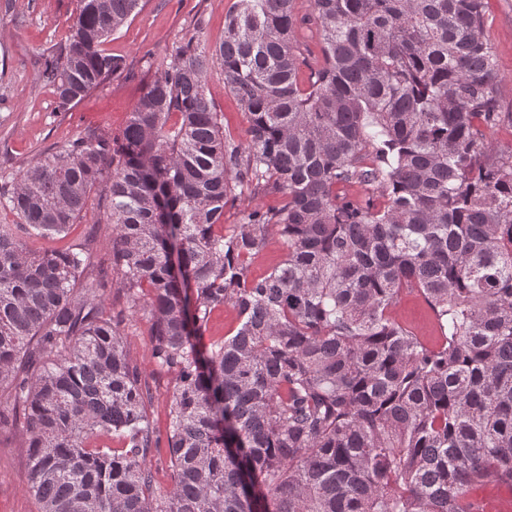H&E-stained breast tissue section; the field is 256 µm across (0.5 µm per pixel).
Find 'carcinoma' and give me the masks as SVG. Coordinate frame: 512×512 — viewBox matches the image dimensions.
Returning a JSON list of instances; mask_svg holds the SVG:
<instances>
[{
    "mask_svg": "<svg viewBox=\"0 0 512 512\" xmlns=\"http://www.w3.org/2000/svg\"><path fill=\"white\" fill-rule=\"evenodd\" d=\"M139 4L80 0L42 71L57 111L130 74L103 43ZM295 5L235 0L213 48L197 19L122 129L0 182L30 233L66 236L95 197L112 235L95 264L90 236L36 253L0 225V427L22 421L39 512H483L471 489L512 488V120L486 0H311L305 81ZM273 228L286 257L253 278ZM404 290L435 344L392 317ZM226 304L235 333L204 343ZM139 317L175 376L159 494ZM100 432L120 446L88 447ZM298 41L311 67L321 62V45L317 27L313 22L299 23L297 25ZM208 90L215 102L217 111L224 113V128H228L234 135L242 138L247 127L246 121L233 95L225 90L224 81L217 69L213 71L208 79Z\"/></svg>",
    "mask_w": 512,
    "mask_h": 512,
    "instance_id": "1",
    "label": "carcinoma"
}]
</instances>
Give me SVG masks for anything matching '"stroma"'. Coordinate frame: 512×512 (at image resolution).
Returning <instances> with one entry per match:
<instances>
[{
	"label": "stroma",
	"mask_w": 512,
	"mask_h": 512,
	"mask_svg": "<svg viewBox=\"0 0 512 512\" xmlns=\"http://www.w3.org/2000/svg\"><path fill=\"white\" fill-rule=\"evenodd\" d=\"M234 0H141V10L110 36L107 53L121 55L131 64L129 76L110 81L103 89L73 107L56 109L52 86L39 78L45 58L63 43L77 16L78 0H12L0 8V175H12L41 155L76 137L86 127L113 131L125 125L147 84L161 71L184 31L203 19L202 39L207 45L224 36V17ZM486 36L498 56L502 111L512 113V0H489ZM95 232L93 257L110 246V231L97 224L95 211L72 225L67 239L24 236L35 252L63 248ZM396 318L427 343L438 332L423 298L402 293ZM127 345L146 375L153 398L149 418L157 431H165L174 376L149 357L148 324L140 320L126 330ZM28 450L20 429H0V512H38L35 499L25 490Z\"/></svg>",
	"instance_id": "obj_1"
}]
</instances>
